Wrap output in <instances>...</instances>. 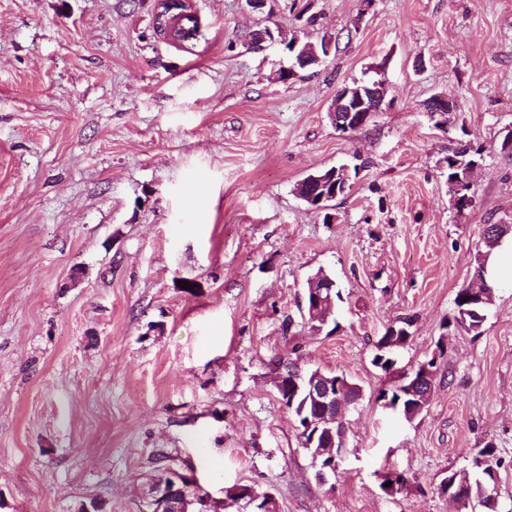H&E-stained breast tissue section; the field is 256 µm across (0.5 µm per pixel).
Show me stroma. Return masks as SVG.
I'll return each instance as SVG.
<instances>
[{
  "label": "stroma",
  "instance_id": "stroma-1",
  "mask_svg": "<svg viewBox=\"0 0 512 512\" xmlns=\"http://www.w3.org/2000/svg\"><path fill=\"white\" fill-rule=\"evenodd\" d=\"M193 47L155 30L157 0H0V512H142L157 450L221 501L247 484L275 512H457L448 470L494 444L512 512V282L480 333L452 327L488 224H512V0H187ZM316 16L313 25L300 17ZM336 38L315 73L280 80L278 43ZM382 78V112L352 134L337 90ZM457 105L435 127L426 105ZM482 145L456 211L450 141ZM351 168L334 222L294 187ZM343 300L311 331L306 279ZM406 327L397 370L436 359L413 420L376 343ZM345 373L363 396L348 455L318 483L270 361ZM406 481L386 494L387 470Z\"/></svg>",
  "mask_w": 512,
  "mask_h": 512
}]
</instances>
